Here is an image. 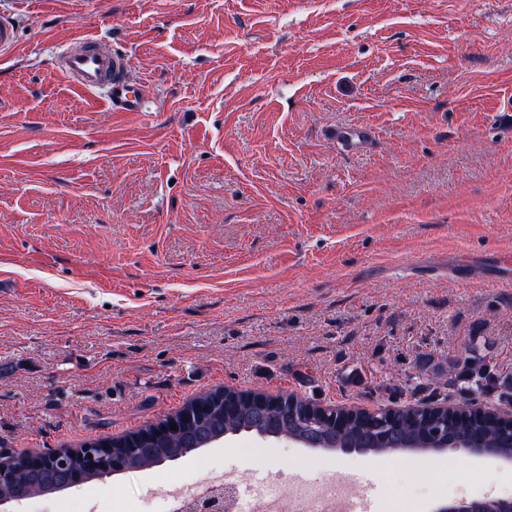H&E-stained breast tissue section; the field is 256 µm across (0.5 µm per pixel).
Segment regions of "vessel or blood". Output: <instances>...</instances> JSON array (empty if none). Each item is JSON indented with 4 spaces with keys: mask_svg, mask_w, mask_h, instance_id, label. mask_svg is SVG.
<instances>
[{
    "mask_svg": "<svg viewBox=\"0 0 512 512\" xmlns=\"http://www.w3.org/2000/svg\"><path fill=\"white\" fill-rule=\"evenodd\" d=\"M56 69L64 79L83 92L104 91V102L112 112H139L142 95L126 79V56L102 48L94 37L70 39L56 58ZM333 137L346 152H357L373 141V133L364 125H341Z\"/></svg>",
    "mask_w": 512,
    "mask_h": 512,
    "instance_id": "vessel-or-blood-1",
    "label": "vessel or blood"
}]
</instances>
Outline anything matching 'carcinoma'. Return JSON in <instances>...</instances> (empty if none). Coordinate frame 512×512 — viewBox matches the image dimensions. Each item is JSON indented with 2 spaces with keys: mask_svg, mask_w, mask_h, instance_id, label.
Wrapping results in <instances>:
<instances>
[{
  "mask_svg": "<svg viewBox=\"0 0 512 512\" xmlns=\"http://www.w3.org/2000/svg\"><path fill=\"white\" fill-rule=\"evenodd\" d=\"M475 389L483 390L498 381L493 370L478 366L473 369ZM442 411L436 415L422 411L418 403H407L395 409L385 408L374 416L360 411L346 417H332L318 411L319 404L308 398L285 399V411H260L255 401L234 390L223 395L211 391L187 403L182 411L192 418L188 429L167 430L159 438L145 436V429L106 441L100 455H116L126 469H140L176 461L200 448H207L230 432L252 434H285L305 440L311 448L344 450L354 448L364 454L435 452L434 434L448 436L465 448L472 447L478 436L485 444L512 457V427L497 416H480L448 407V396L434 395ZM69 466L83 474L84 481L100 480L108 473L90 469L87 451L83 448L62 449ZM12 470L29 471L27 479L16 483L0 480V498H26L34 494L56 493L67 487V476L54 464L37 466L28 453H18L8 459Z\"/></svg>",
  "mask_w": 512,
  "mask_h": 512,
  "instance_id": "carcinoma-1",
  "label": "carcinoma"
}]
</instances>
